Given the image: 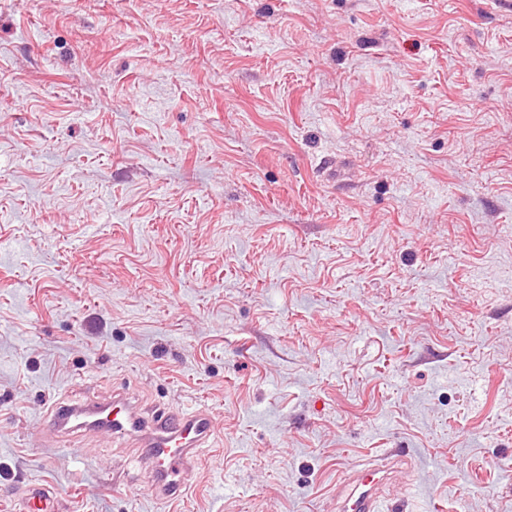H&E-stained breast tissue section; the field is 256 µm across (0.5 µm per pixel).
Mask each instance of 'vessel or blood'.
Instances as JSON below:
<instances>
[{"mask_svg": "<svg viewBox=\"0 0 512 512\" xmlns=\"http://www.w3.org/2000/svg\"><path fill=\"white\" fill-rule=\"evenodd\" d=\"M49 426L53 432H105L131 449L151 475V493L159 500L183 497L193 485L197 455L210 447L214 436L212 417L206 407L191 410H159L144 415L135 395L114 389L108 402L82 405L54 403ZM394 463L386 457L364 463L336 489L337 512H382L386 473ZM58 497L48 485H31L22 499L24 512H58Z\"/></svg>", "mask_w": 512, "mask_h": 512, "instance_id": "obj_1", "label": "vessel or blood"}]
</instances>
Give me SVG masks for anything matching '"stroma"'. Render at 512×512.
I'll use <instances>...</instances> for the list:
<instances>
[{
    "label": "stroma",
    "instance_id": "35a3bbf8",
    "mask_svg": "<svg viewBox=\"0 0 512 512\" xmlns=\"http://www.w3.org/2000/svg\"><path fill=\"white\" fill-rule=\"evenodd\" d=\"M207 407L177 502L52 401ZM512 512V7L0 0V512ZM389 454L380 463H364L353 469L352 475L336 489L337 512H382L385 502L386 473L395 463ZM58 497L55 489L48 485H29L22 499V510L35 509L39 512H57Z\"/></svg>",
    "mask_w": 512,
    "mask_h": 512
}]
</instances>
